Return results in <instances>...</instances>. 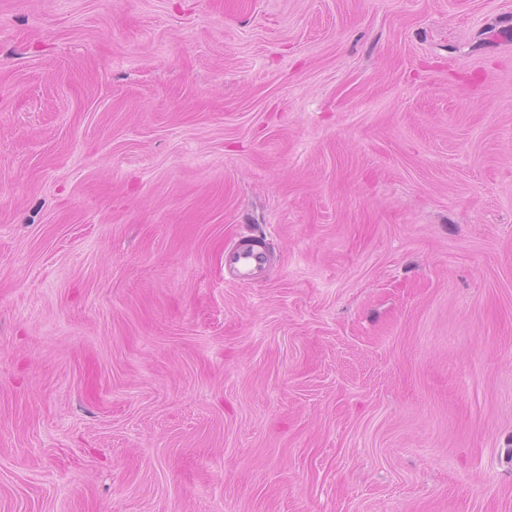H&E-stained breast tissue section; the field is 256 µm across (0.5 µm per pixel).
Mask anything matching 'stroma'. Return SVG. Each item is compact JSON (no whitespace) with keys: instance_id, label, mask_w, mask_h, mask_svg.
Returning <instances> with one entry per match:
<instances>
[{"instance_id":"stroma-1","label":"stroma","mask_w":512,"mask_h":512,"mask_svg":"<svg viewBox=\"0 0 512 512\" xmlns=\"http://www.w3.org/2000/svg\"><path fill=\"white\" fill-rule=\"evenodd\" d=\"M0 512H512V0H0ZM265 255L255 245L225 247L224 276L241 284H254L263 278Z\"/></svg>"}]
</instances>
